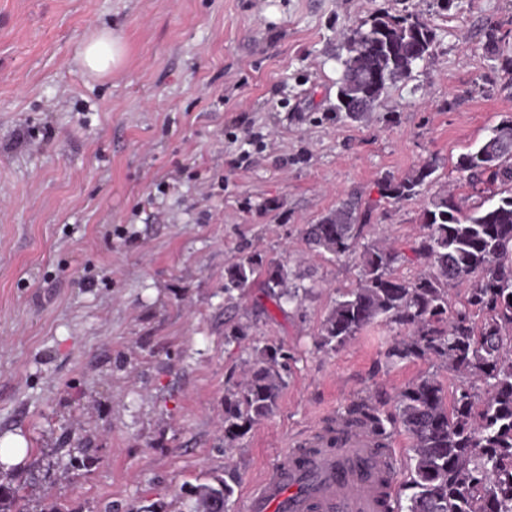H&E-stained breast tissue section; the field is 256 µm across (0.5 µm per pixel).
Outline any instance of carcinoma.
<instances>
[{
	"mask_svg": "<svg viewBox=\"0 0 512 512\" xmlns=\"http://www.w3.org/2000/svg\"><path fill=\"white\" fill-rule=\"evenodd\" d=\"M433 42L417 14L384 13L360 22L339 58L336 110L348 116L372 111L390 84L411 76ZM457 169L497 201L467 210L446 192L424 201V232L411 258L425 261L427 270L412 278L395 273L411 258L378 240L363 241L354 201L304 225L311 250L338 259L355 255L360 267L355 285L337 291L317 345L336 352L374 321L385 320L403 330L385 353L389 361L431 359L457 377L449 394L436 374L409 384L397 396L395 419L367 398L342 415L370 426L380 448L396 423L412 439V494L405 512H512V193L503 196L497 189L512 183V121L460 156ZM436 170L431 161L406 177H386L382 195L394 201L416 197ZM290 281L286 264L253 253L227 268L224 291L243 293L258 282L282 311L300 307L311 292ZM451 286L465 287L464 301L454 308ZM254 351L247 378L224 393L228 446L275 412L285 385L282 349L266 345ZM238 483L236 468L228 465L222 474L186 483L180 493L193 503L190 512H231ZM27 506L22 486L0 483V512H27Z\"/></svg>",
	"mask_w": 512,
	"mask_h": 512,
	"instance_id": "obj_1",
	"label": "carcinoma"
}]
</instances>
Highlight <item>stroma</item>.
I'll list each match as a JSON object with an SVG mask.
<instances>
[{
	"label": "stroma",
	"mask_w": 512,
	"mask_h": 512,
	"mask_svg": "<svg viewBox=\"0 0 512 512\" xmlns=\"http://www.w3.org/2000/svg\"><path fill=\"white\" fill-rule=\"evenodd\" d=\"M418 13L435 39L376 111L336 110L342 43L372 16ZM122 65L84 71L102 29ZM512 0H0V464L30 512H180L184 482L237 468L232 512L294 440L352 401L384 412L409 383L447 378L429 359L389 362L396 325L317 348L353 257L301 235L342 201L369 208L366 238L409 252L423 197L485 195L457 168L512 120ZM251 127V144L238 143ZM436 161L422 198L379 184ZM287 264L312 292L279 311L261 289L226 294L246 254ZM246 326L242 343L227 326ZM291 356L277 410L225 448L224 393L252 349ZM90 455V469L72 467Z\"/></svg>",
	"instance_id": "stroma-1"
}]
</instances>
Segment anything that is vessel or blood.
<instances>
[{"mask_svg":"<svg viewBox=\"0 0 512 512\" xmlns=\"http://www.w3.org/2000/svg\"><path fill=\"white\" fill-rule=\"evenodd\" d=\"M357 463L354 471L339 459ZM392 454L375 452L364 432H347L337 448L312 432L277 455L248 497L249 512H378L382 494L395 492Z\"/></svg>","mask_w":512,"mask_h":512,"instance_id":"b4317fda","label":"vessel or blood"}]
</instances>
